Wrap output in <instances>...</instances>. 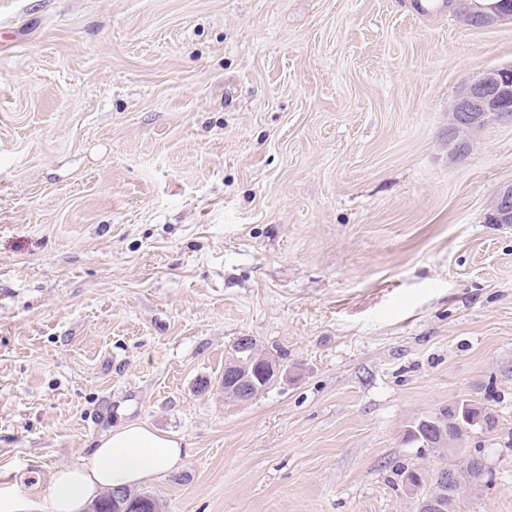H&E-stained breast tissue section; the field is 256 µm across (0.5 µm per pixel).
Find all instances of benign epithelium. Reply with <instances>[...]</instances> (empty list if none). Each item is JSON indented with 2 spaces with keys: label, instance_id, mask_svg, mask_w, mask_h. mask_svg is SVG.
I'll return each instance as SVG.
<instances>
[{
  "label": "benign epithelium",
  "instance_id": "obj_1",
  "mask_svg": "<svg viewBox=\"0 0 512 512\" xmlns=\"http://www.w3.org/2000/svg\"><path fill=\"white\" fill-rule=\"evenodd\" d=\"M458 9L472 26H486L497 19L512 20V0H498L491 13L467 9L466 0H458ZM491 120L512 123V65L489 69L464 84L448 126L452 154L459 158L467 156L470 152L467 132ZM488 222L512 224V185L504 186L496 193Z\"/></svg>",
  "mask_w": 512,
  "mask_h": 512
}]
</instances>
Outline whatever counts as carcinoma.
Here are the masks:
<instances>
[{
    "label": "carcinoma",
    "mask_w": 512,
    "mask_h": 512,
    "mask_svg": "<svg viewBox=\"0 0 512 512\" xmlns=\"http://www.w3.org/2000/svg\"><path fill=\"white\" fill-rule=\"evenodd\" d=\"M260 354L261 349L256 343L248 349L234 346L227 359L229 364L248 369L259 394L274 386L273 379L263 377L259 371ZM477 420L486 424L493 423L492 416L477 404L469 400L457 402L409 426L406 430V442L418 448L431 447L453 451L456 449L458 440L474 427V422ZM455 472L457 480L446 487L439 481L440 470L437 469L428 475L430 490L421 498L418 512H458L460 493L466 489L476 490L486 483V465L483 457L478 454L465 455L462 464L455 468ZM431 498L438 500L440 508L431 509L424 506V502ZM143 501L147 503V507L141 509V512H161V506L157 500L145 493H135L125 488L121 490L114 488L104 494L94 503L93 512H134L132 505Z\"/></svg>",
    "instance_id": "carcinoma-1"
}]
</instances>
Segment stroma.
<instances>
[{"label": "stroma", "mask_w": 512, "mask_h": 512, "mask_svg": "<svg viewBox=\"0 0 512 512\" xmlns=\"http://www.w3.org/2000/svg\"><path fill=\"white\" fill-rule=\"evenodd\" d=\"M412 0H0V488L46 505L132 422L186 457L163 512H415L405 442L470 400L512 512V124L452 157L512 23ZM288 379L224 394L239 337ZM488 222L492 224H512V185L502 187L496 193Z\"/></svg>", "instance_id": "obj_1"}]
</instances>
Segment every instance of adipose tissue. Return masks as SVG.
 Returning <instances> with one entry per match:
<instances>
[{"instance_id": "adipose-tissue-1", "label": "adipose tissue", "mask_w": 512, "mask_h": 512, "mask_svg": "<svg viewBox=\"0 0 512 512\" xmlns=\"http://www.w3.org/2000/svg\"><path fill=\"white\" fill-rule=\"evenodd\" d=\"M184 461L179 439L153 427L128 423L102 433L85 464L56 469L48 512H85L109 489L136 488Z\"/></svg>"}]
</instances>
